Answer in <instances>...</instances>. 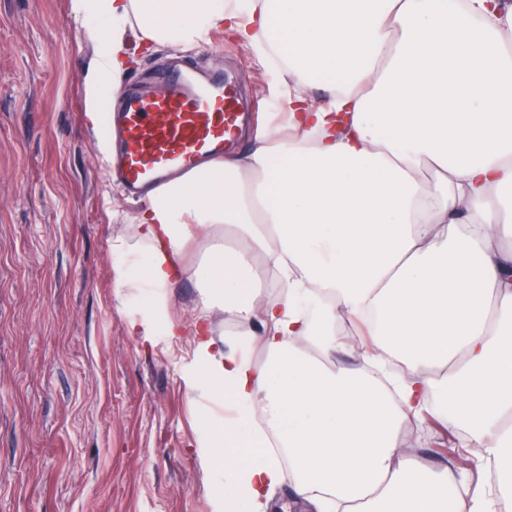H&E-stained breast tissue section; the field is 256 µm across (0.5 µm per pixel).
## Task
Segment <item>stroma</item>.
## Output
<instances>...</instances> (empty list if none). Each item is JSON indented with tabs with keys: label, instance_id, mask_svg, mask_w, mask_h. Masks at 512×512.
Wrapping results in <instances>:
<instances>
[{
	"label": "stroma",
	"instance_id": "stroma-1",
	"mask_svg": "<svg viewBox=\"0 0 512 512\" xmlns=\"http://www.w3.org/2000/svg\"><path fill=\"white\" fill-rule=\"evenodd\" d=\"M87 29L69 0H0V512H213L224 478L196 444L216 404L183 383L200 291L170 288L178 335L132 329L146 296L116 287L112 240L137 203L108 187L83 118ZM129 53L130 81L167 59L232 78L249 121L231 152L286 118L273 66L224 29Z\"/></svg>",
	"mask_w": 512,
	"mask_h": 512
}]
</instances>
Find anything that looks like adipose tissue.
Returning a JSON list of instances; mask_svg holds the SVG:
<instances>
[{"instance_id":"adipose-tissue-1","label":"adipose tissue","mask_w":512,"mask_h":512,"mask_svg":"<svg viewBox=\"0 0 512 512\" xmlns=\"http://www.w3.org/2000/svg\"><path fill=\"white\" fill-rule=\"evenodd\" d=\"M99 44L86 109L120 87L127 44L191 51L224 27L276 65L288 126L245 156L203 162L155 189L117 285L147 295L146 326H169L184 241L213 240L189 394L234 415L198 446L224 476L214 512H267L291 476L316 512H498L512 491V0H70ZM325 96L313 102L308 87ZM278 298H265L259 272ZM262 333L217 341L213 308ZM375 347L367 367L338 363L337 316ZM266 353L252 358L254 346ZM401 362L400 397L367 372ZM432 415L494 468L455 495L451 467L428 469L398 445Z\"/></svg>"}]
</instances>
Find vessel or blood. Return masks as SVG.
I'll return each instance as SVG.
<instances>
[{"mask_svg": "<svg viewBox=\"0 0 512 512\" xmlns=\"http://www.w3.org/2000/svg\"><path fill=\"white\" fill-rule=\"evenodd\" d=\"M158 78L153 86L120 87L103 115L114 147L111 175L138 199L170 175L223 155L242 119L237 87L223 73L167 66Z\"/></svg>", "mask_w": 512, "mask_h": 512, "instance_id": "1", "label": "vessel or blood"}]
</instances>
